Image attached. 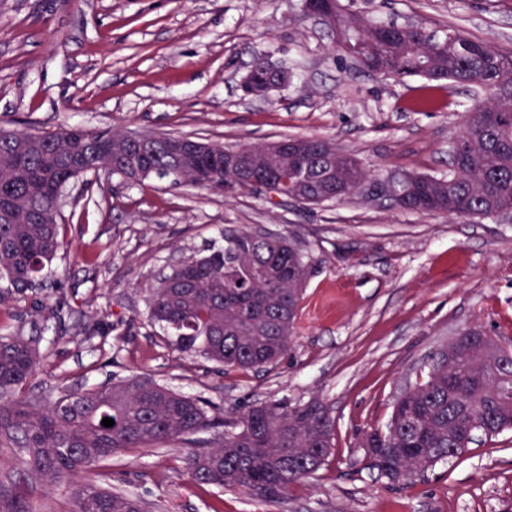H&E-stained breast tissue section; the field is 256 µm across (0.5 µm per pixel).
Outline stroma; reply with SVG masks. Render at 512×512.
Here are the masks:
<instances>
[{
  "label": "stroma",
  "mask_w": 512,
  "mask_h": 512,
  "mask_svg": "<svg viewBox=\"0 0 512 512\" xmlns=\"http://www.w3.org/2000/svg\"><path fill=\"white\" fill-rule=\"evenodd\" d=\"M303 0H0V128L157 131L238 147L317 136L356 155L371 180L444 177L477 89L359 69ZM345 11L442 35L457 30L512 52V0H341ZM293 72L267 98L245 95L254 58ZM63 244L43 286L0 295V335L35 339L26 388L61 395L147 377L222 409L319 399L335 422L327 461L276 501L193 482L192 445L222 429L112 459L113 488L148 512H507L512 431L437 463L410 485L370 473L362 431L386 424L404 381L435 348L477 325L512 348V221L402 211L386 196L304 206L242 189L227 195L152 176L71 180ZM227 230L293 239L312 258L294 343L263 371L175 351L151 323L150 284ZM0 438V491L25 479L37 512H71L70 488L25 474Z\"/></svg>",
  "instance_id": "1"
}]
</instances>
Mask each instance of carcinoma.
<instances>
[{
  "label": "carcinoma",
  "instance_id": "obj_1",
  "mask_svg": "<svg viewBox=\"0 0 512 512\" xmlns=\"http://www.w3.org/2000/svg\"><path fill=\"white\" fill-rule=\"evenodd\" d=\"M341 47L382 76L426 80L414 101L426 110L444 81L481 89L449 150L446 178L409 174L414 192L394 199L404 211L469 218L512 211V53L460 33L445 36L363 21L336 7L331 18ZM301 154L239 148L264 177L244 188L319 205L356 195L369 174L349 152L328 153L314 137ZM104 172L136 182L150 172L173 183L224 190L237 173L216 165L200 183L190 155L130 140L120 131L65 127L36 134L0 129V280L17 294L36 286L62 246L57 197L71 179ZM309 254L285 237L246 231L224 234V245L190 257L148 289L150 320L174 333L181 352L240 370L279 362L292 345ZM37 367L34 340L0 336V432L23 450L22 465L54 485L71 486L72 512H146L145 501L78 478L128 448L162 446L217 425L224 437L187 458L198 484L235 486L260 500L278 499L318 470L333 448L334 420L318 401L255 403L226 421L216 407L133 377L55 397L21 393ZM512 349L479 342L434 352L411 390L393 402L383 430L361 435L367 468L391 483L411 484L436 463L471 451L482 438L512 430ZM111 418L106 427L102 420ZM0 512H35L25 489L0 495Z\"/></svg>",
  "mask_w": 512,
  "mask_h": 512
}]
</instances>
